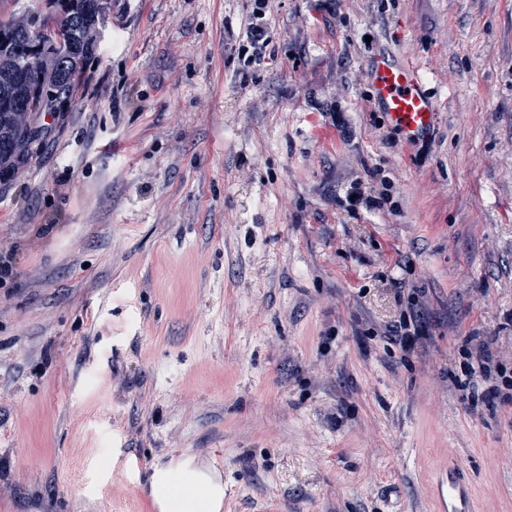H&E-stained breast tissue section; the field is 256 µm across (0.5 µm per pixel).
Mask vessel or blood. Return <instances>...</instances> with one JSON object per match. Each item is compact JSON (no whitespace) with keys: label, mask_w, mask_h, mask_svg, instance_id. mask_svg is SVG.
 Segmentation results:
<instances>
[{"label":"vessel or blood","mask_w":512,"mask_h":512,"mask_svg":"<svg viewBox=\"0 0 512 512\" xmlns=\"http://www.w3.org/2000/svg\"><path fill=\"white\" fill-rule=\"evenodd\" d=\"M367 79L378 107L406 141L422 139L430 132L436 110L416 64L382 55L368 69ZM439 498L443 512H473L472 494L456 457L448 459Z\"/></svg>","instance_id":"b4317fda"}]
</instances>
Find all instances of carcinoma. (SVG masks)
<instances>
[{
	"mask_svg": "<svg viewBox=\"0 0 512 512\" xmlns=\"http://www.w3.org/2000/svg\"><path fill=\"white\" fill-rule=\"evenodd\" d=\"M104 0H41L44 20L61 38L66 58L17 51L29 17L0 22V184L5 185L30 161L38 141L35 113L20 101L66 103L77 93L88 59L97 49L95 30L106 13Z\"/></svg>",
	"mask_w": 512,
	"mask_h": 512,
	"instance_id": "1",
	"label": "carcinoma"
}]
</instances>
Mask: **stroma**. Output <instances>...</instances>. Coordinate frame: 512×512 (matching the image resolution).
<instances>
[{
  "label": "stroma",
  "instance_id": "1",
  "mask_svg": "<svg viewBox=\"0 0 512 512\" xmlns=\"http://www.w3.org/2000/svg\"><path fill=\"white\" fill-rule=\"evenodd\" d=\"M250 10L112 0L0 192V512H153L186 461L224 512H439L452 448L512 512V406L459 353L512 366V0H272L245 70ZM382 53L421 67L428 138L374 105ZM251 22L245 34V44H239L238 56L243 57V65L251 66L264 62L270 42L267 13L270 0H252ZM427 313L422 305L416 304L415 308L408 313L401 315L399 324L389 329L390 340L397 345L403 353H407L414 345L416 337L420 336L422 323L426 319ZM467 358L469 360L468 370L469 379L464 384L465 388L471 389V397L479 400L487 395L491 397L500 396V388L497 378L492 375V367L494 364V354L490 350L488 344L479 343L467 349ZM494 380V381H492ZM482 388L480 394L479 390Z\"/></svg>",
  "mask_w": 512,
  "mask_h": 512
}]
</instances>
